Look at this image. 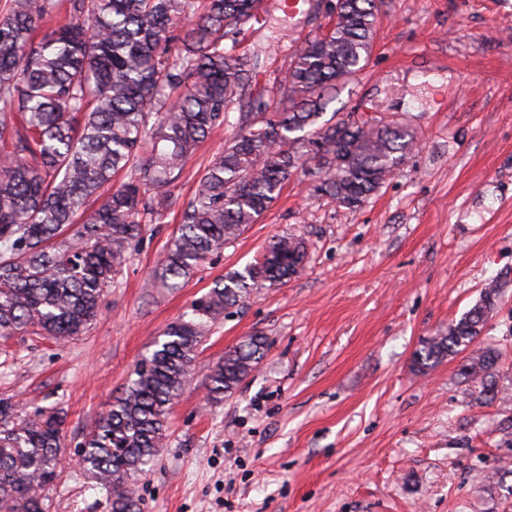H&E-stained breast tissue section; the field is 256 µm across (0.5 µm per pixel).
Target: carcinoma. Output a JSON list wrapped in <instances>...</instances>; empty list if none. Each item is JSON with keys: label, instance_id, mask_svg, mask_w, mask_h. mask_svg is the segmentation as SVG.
Here are the masks:
<instances>
[{"label": "carcinoma", "instance_id": "obj_1", "mask_svg": "<svg viewBox=\"0 0 512 512\" xmlns=\"http://www.w3.org/2000/svg\"><path fill=\"white\" fill-rule=\"evenodd\" d=\"M264 0H65L69 22L45 24L59 0H5L0 10V336L28 328L84 334L133 256L162 220L198 146L228 125L224 151L197 180L158 271L170 288L238 238L302 174L315 191L360 209L417 148L406 126L350 113L321 121L336 85L367 65L383 0H335L330 26L304 39L273 94L254 92L259 61L238 52ZM248 110L231 114L241 103ZM82 221L73 236L66 230ZM304 243L272 239L263 260L217 280L169 324L124 391L83 435L84 468L112 490L108 512H141L131 481L168 438L210 327L253 287L284 285ZM501 300L485 287L458 321L420 340L427 373L468 352L466 396L490 404L500 351L479 342ZM266 337H245L208 374V396L231 395L259 365ZM64 416L18 418L0 399V512H44L58 477Z\"/></svg>", "mask_w": 512, "mask_h": 512}]
</instances>
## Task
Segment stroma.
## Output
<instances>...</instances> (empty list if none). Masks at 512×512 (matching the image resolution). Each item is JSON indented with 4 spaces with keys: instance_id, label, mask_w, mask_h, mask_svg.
Returning a JSON list of instances; mask_svg holds the SVG:
<instances>
[{
    "instance_id": "1",
    "label": "stroma",
    "mask_w": 512,
    "mask_h": 512,
    "mask_svg": "<svg viewBox=\"0 0 512 512\" xmlns=\"http://www.w3.org/2000/svg\"><path fill=\"white\" fill-rule=\"evenodd\" d=\"M277 0L246 32L263 87L327 22L277 28ZM512 0H384L368 65L327 110L409 126L420 147L356 212L292 182L259 220L178 288L153 272L182 202L228 130L188 160L162 223L147 225L90 330L59 342L0 337V398L64 414L65 455L45 512H107L80 460L153 341L215 280L291 233L308 261L285 285L250 290L204 338L158 459L137 477L142 512H512L488 475L512 469V396L468 404L455 356L412 371L422 337L458 320L493 280L505 288L481 340L512 388ZM267 347L218 404L207 374L245 336Z\"/></svg>"
}]
</instances>
